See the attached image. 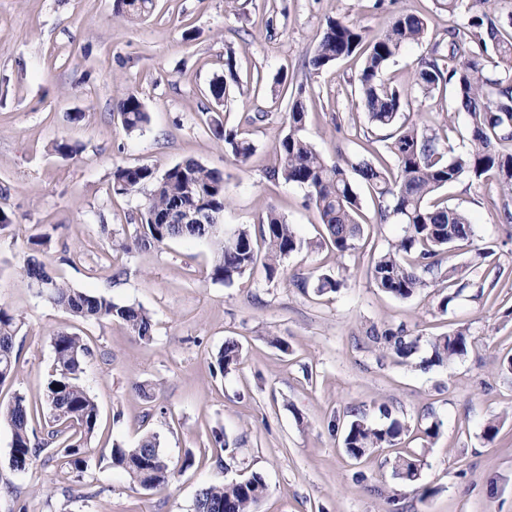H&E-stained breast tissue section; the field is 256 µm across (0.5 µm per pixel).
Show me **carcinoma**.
Wrapping results in <instances>:
<instances>
[{
  "label": "carcinoma",
  "instance_id": "1",
  "mask_svg": "<svg viewBox=\"0 0 512 512\" xmlns=\"http://www.w3.org/2000/svg\"><path fill=\"white\" fill-rule=\"evenodd\" d=\"M498 2L441 0L448 17L464 13L467 21L449 26L444 36L429 43L413 66L408 88L387 79L385 69L405 45L424 41L428 30L424 15L400 12L389 28L372 38L354 23L326 20L308 66L318 72L342 59L362 55V66L353 78L357 106L367 114L374 129L387 130L389 134L379 138L374 129L368 128L363 131L365 142L360 147L370 157H352L339 148L336 160L331 162L305 135L308 112L302 101L304 89L297 88L285 116L288 131L275 146L277 162L267 168L266 178L304 189L325 227V237L316 241L301 239L293 225L274 209L260 219L257 229L240 226L222 237L213 234L207 224L165 222L171 211L186 208L205 210L218 224L229 207L223 173L196 160H186L160 176L147 163L112 169L115 194L132 195L149 189L135 235L112 241V249L127 252L174 239H204L212 249L211 278L230 284L256 267L260 245L264 249L265 278L273 282L285 278L282 262L292 253L327 246L341 258L358 249L363 224L367 223L359 192V184L363 183L375 201L374 222L402 226L401 236L373 258L369 272L377 287L403 300L429 287L432 280L446 281L448 287L456 288L440 302V309L447 310L469 285V269H444L440 255L449 248L468 244L472 225L465 211L439 192L464 178L478 181L492 176L503 196L501 217L512 224V153L496 150L498 145H512V30H507L496 15ZM154 9L155 0H113L114 15L131 23L146 19ZM239 80L234 52L229 51L224 58V75L209 85L214 103L222 105L230 87ZM414 89L425 99L434 98L441 90L453 93L468 115L465 149L456 150L448 135L438 130L401 120L412 105ZM116 110L128 134L141 130L148 121L144 102L132 92L117 102ZM210 130L224 143L225 154L235 163L243 165L253 156L255 145L247 133L228 128L217 119L211 121ZM380 140L385 142L382 151L373 147ZM47 243L46 236L31 240L22 271L29 283L46 284L49 302L74 321L117 320L139 339L152 338L153 318L143 308L119 305L107 295H91L58 281L40 258ZM16 332V316L1 306L0 384L16 373ZM369 336L405 360L419 347V337L407 334L402 326H374ZM469 340L465 328L434 337L431 355L419 367L426 370L465 355ZM52 346L54 375L46 389L48 413L42 437L35 436L39 409L26 396L18 393L9 403H0V423L7 424L13 434L9 464L16 471L28 469L48 448L56 449L63 467L78 472L88 467L84 441L94 433L99 418L98 404L81 383L89 348L82 336L70 332L53 336ZM239 359V344L228 341L218 354L216 365L224 372ZM403 433L404 427L397 420L372 426L357 417L346 425L345 452L360 460L373 448L396 446ZM109 457L113 467L123 470L133 484L146 491L167 485L172 477L169 460L153 434L144 437L135 448L112 445ZM395 474L404 482H418L419 460L412 453L398 456ZM266 492V482L259 473L245 481L206 486L196 495L194 512H254Z\"/></svg>",
  "mask_w": 512,
  "mask_h": 512
}]
</instances>
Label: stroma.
<instances>
[{
	"label": "stroma",
	"instance_id": "obj_1",
	"mask_svg": "<svg viewBox=\"0 0 512 512\" xmlns=\"http://www.w3.org/2000/svg\"><path fill=\"white\" fill-rule=\"evenodd\" d=\"M113 0H0V306L16 314L12 380L15 393L43 404L53 372L51 338L79 333L88 344L81 381L100 409L87 439L86 472L37 461L19 472L9 465L12 431L0 424V512H194L198 490L260 473L268 492L255 512H512V225L499 219L495 181L461 180L444 189L469 215L468 245L442 254L443 265L466 266L469 288L440 310L442 285L401 300L376 287L371 254L400 233L395 224H368L357 250L288 256L286 279L267 281L255 268L227 285L212 280L211 247L176 239L128 253L113 239L133 236L144 194L112 191L117 164L147 163L157 173L194 159L223 173L231 205L224 226H257L274 209L304 239L322 231L298 186L274 184L265 170L286 131L289 93L272 96L277 74L304 86L305 134L328 159L355 152L367 126L352 94L361 66L347 59L308 69L327 18L356 23L375 36L402 11L423 14L429 35L448 27L437 0H156L144 21L114 16ZM234 52L240 75L223 105L207 95ZM145 103L149 120L126 135L114 110L126 93ZM80 112L81 122L69 114ZM265 113L248 124V115ZM340 115V128L330 118ZM425 128L450 125L454 144L468 119L440 93L410 112ZM247 131L255 154L233 163L209 129L211 119ZM60 138L78 154L52 150ZM49 235L43 257L73 288L140 306L154 319L151 341L115 320L76 322L30 288L21 272L29 242ZM346 275L338 291L318 294L319 275ZM304 278L295 287L293 277ZM399 325L430 354L432 337L468 328L464 356L429 370L374 343L371 325ZM236 341L240 364L215 370L225 342ZM405 426L398 446L349 458L343 430L352 415ZM496 422L498 435L484 431ZM439 424L429 439L425 428ZM223 433L225 451L213 446ZM157 435L175 469L167 486L134 489L102 452ZM421 461L419 487L393 474L399 452ZM190 467H183L185 458Z\"/></svg>",
	"mask_w": 512,
	"mask_h": 512
}]
</instances>
